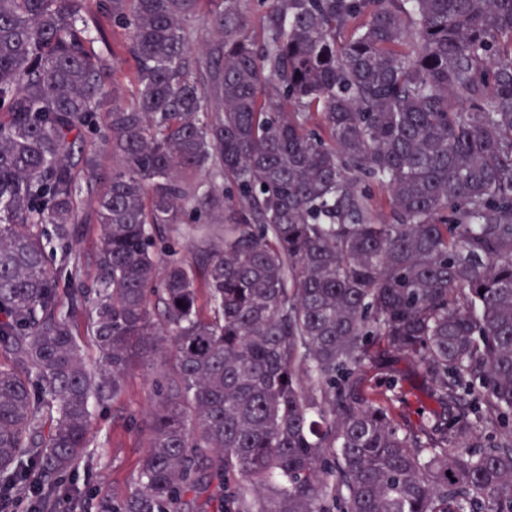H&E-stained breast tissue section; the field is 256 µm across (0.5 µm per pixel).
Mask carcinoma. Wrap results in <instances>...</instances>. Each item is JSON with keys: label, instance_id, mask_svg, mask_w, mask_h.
<instances>
[{"label": "carcinoma", "instance_id": "cac0c4a2", "mask_svg": "<svg viewBox=\"0 0 512 512\" xmlns=\"http://www.w3.org/2000/svg\"><path fill=\"white\" fill-rule=\"evenodd\" d=\"M244 2L0 0V497L44 512L149 366L136 489L97 512H512V0H260L257 37ZM82 210L65 305L44 237ZM79 227L81 229L79 237L67 261H62L58 250L56 258L54 257L51 263V272L57 281L59 293L66 302L69 281H90L95 273L92 258L99 246L96 226L79 224ZM407 405V415L413 424H419L425 419L431 408L430 401L422 391V377L416 372L411 375Z\"/></svg>", "mask_w": 512, "mask_h": 512}]
</instances>
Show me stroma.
Listing matches in <instances>:
<instances>
[{
    "label": "stroma",
    "mask_w": 512,
    "mask_h": 512,
    "mask_svg": "<svg viewBox=\"0 0 512 512\" xmlns=\"http://www.w3.org/2000/svg\"><path fill=\"white\" fill-rule=\"evenodd\" d=\"M98 246L95 225L85 224L68 259L54 258L51 271L60 293H67L69 282L92 280ZM151 404V382L139 369L128 377L119 400L106 408L93 407L87 454L74 474L60 480L62 496L54 512H96L99 496L121 498L133 490L137 465L147 449V439L135 423Z\"/></svg>",
    "instance_id": "stroma-1"
}]
</instances>
